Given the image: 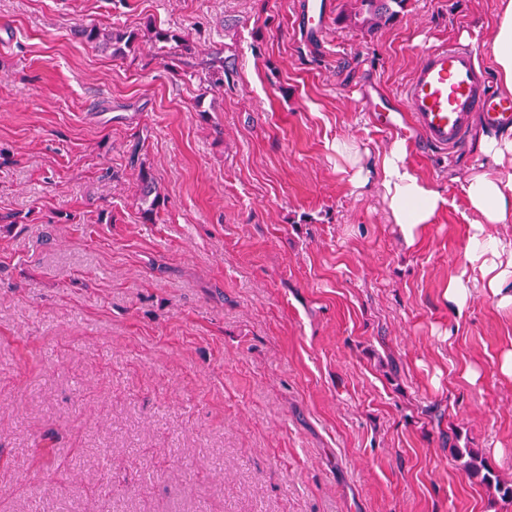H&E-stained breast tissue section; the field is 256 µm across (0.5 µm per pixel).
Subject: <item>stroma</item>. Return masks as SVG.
<instances>
[{"instance_id":"obj_1","label":"stroma","mask_w":512,"mask_h":512,"mask_svg":"<svg viewBox=\"0 0 512 512\" xmlns=\"http://www.w3.org/2000/svg\"><path fill=\"white\" fill-rule=\"evenodd\" d=\"M298 4L0 0V512H512L460 456L512 479V311L443 296L480 126L412 148L447 205L411 249L331 149L369 166L405 138L363 96L426 47L466 36L493 65L497 0H407L321 44ZM92 24L192 51L115 56ZM147 31L150 35L149 40L153 42L154 45L163 44L162 46H159L158 49H163L167 44L172 45L174 43L175 45H179L186 53L192 50L187 39L174 31L151 27H149ZM142 204L146 205L143 213L147 219H153L159 207L160 195L152 175L144 168L140 171Z\"/></svg>"}]
</instances>
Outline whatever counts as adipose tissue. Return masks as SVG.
Returning a JSON list of instances; mask_svg holds the SVG:
<instances>
[{
	"label": "adipose tissue",
	"mask_w": 512,
	"mask_h": 512,
	"mask_svg": "<svg viewBox=\"0 0 512 512\" xmlns=\"http://www.w3.org/2000/svg\"><path fill=\"white\" fill-rule=\"evenodd\" d=\"M495 79L512 93V0H500L491 45ZM478 148L486 164L464 176V200L476 220L472 226L467 262L448 278L444 298L463 310L472 288H484L502 309H512V241L493 234V225L512 217V176L503 177L499 167L512 159V126L479 136ZM406 141H394L373 167H355L350 176L354 187L376 182L392 223L397 224L406 247L418 246L429 224L445 204L440 192L419 176L409 160Z\"/></svg>",
	"instance_id": "obj_1"
}]
</instances>
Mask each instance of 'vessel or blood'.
<instances>
[{"label": "vessel or blood", "mask_w": 512, "mask_h": 512, "mask_svg": "<svg viewBox=\"0 0 512 512\" xmlns=\"http://www.w3.org/2000/svg\"><path fill=\"white\" fill-rule=\"evenodd\" d=\"M329 0H303L297 32L310 42L327 32ZM389 129L408 126L420 146L456 151L474 118L496 127L512 125V96L487 91L473 46L462 43L429 46L400 99L388 101L383 114Z\"/></svg>", "instance_id": "vessel-or-blood-1"}]
</instances>
